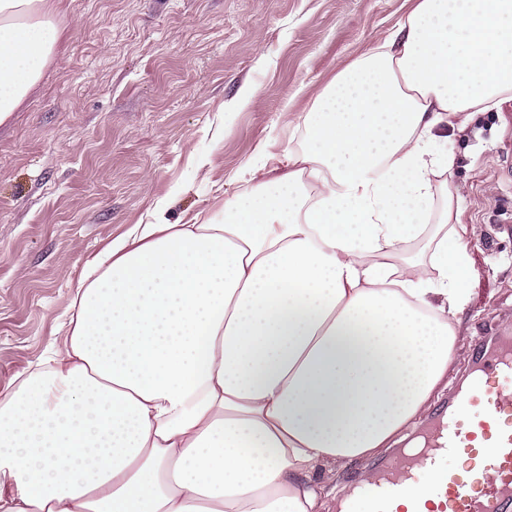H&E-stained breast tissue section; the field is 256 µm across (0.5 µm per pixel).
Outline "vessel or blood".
Segmentation results:
<instances>
[{
  "label": "vessel or blood",
  "mask_w": 512,
  "mask_h": 512,
  "mask_svg": "<svg viewBox=\"0 0 512 512\" xmlns=\"http://www.w3.org/2000/svg\"><path fill=\"white\" fill-rule=\"evenodd\" d=\"M468 391L452 394L431 448L397 453L360 486L374 512H497L512 496V341L480 354ZM433 478L438 500L416 488Z\"/></svg>",
  "instance_id": "1"
}]
</instances>
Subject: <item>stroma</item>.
<instances>
[{
    "label": "stroma",
    "mask_w": 512,
    "mask_h": 512,
    "mask_svg": "<svg viewBox=\"0 0 512 512\" xmlns=\"http://www.w3.org/2000/svg\"><path fill=\"white\" fill-rule=\"evenodd\" d=\"M64 37L38 87L0 125V395L49 355L71 293L128 225L219 218L242 169L299 138L340 70L416 0H64ZM248 102H240L243 86ZM449 152L474 290L448 380L486 336L512 339V95L470 113Z\"/></svg>",
    "instance_id": "35a3bbf8"
}]
</instances>
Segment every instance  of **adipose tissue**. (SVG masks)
<instances>
[{"label":"adipose tissue","instance_id":"adipose-tissue-1","mask_svg":"<svg viewBox=\"0 0 512 512\" xmlns=\"http://www.w3.org/2000/svg\"><path fill=\"white\" fill-rule=\"evenodd\" d=\"M62 0H0V124ZM512 93V0H418L219 224L155 211L88 264L50 357L0 396V512H325L448 369L469 230L434 215L435 128ZM421 252H410L412 244Z\"/></svg>","mask_w":512,"mask_h":512}]
</instances>
